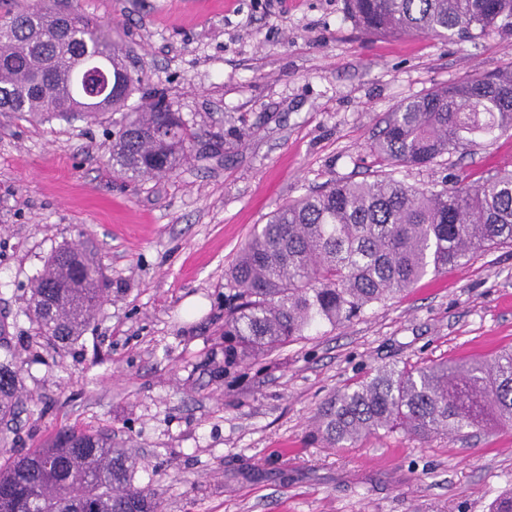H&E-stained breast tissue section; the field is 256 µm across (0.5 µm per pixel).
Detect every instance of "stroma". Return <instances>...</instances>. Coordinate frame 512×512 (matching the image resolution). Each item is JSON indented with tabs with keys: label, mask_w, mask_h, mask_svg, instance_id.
Here are the masks:
<instances>
[{
	"label": "stroma",
	"mask_w": 512,
	"mask_h": 512,
	"mask_svg": "<svg viewBox=\"0 0 512 512\" xmlns=\"http://www.w3.org/2000/svg\"><path fill=\"white\" fill-rule=\"evenodd\" d=\"M198 133L173 175L130 183L100 122L0 115V360L21 368L0 454L108 430L162 512H490L512 492V429L397 431L338 448L322 406L393 365L512 347V246L493 245L339 328L224 363L225 272L286 201L381 165L376 125L428 90L512 64V34L368 36L345 0H79ZM512 164V131L397 167L441 189ZM93 248L108 298L74 342L38 336L29 285L60 247Z\"/></svg>",
	"instance_id": "1"
}]
</instances>
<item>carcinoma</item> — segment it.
I'll list each match as a JSON object with an SVG mask.
<instances>
[{
    "mask_svg": "<svg viewBox=\"0 0 512 512\" xmlns=\"http://www.w3.org/2000/svg\"><path fill=\"white\" fill-rule=\"evenodd\" d=\"M365 32L379 35L512 33V0H346ZM133 76L112 28L76 0L0 5V113L29 121H95L124 112L109 163L129 181L167 176L197 133L159 98L131 106ZM512 130V67L402 103L374 135L385 166H419L464 154ZM512 244V170L482 184L436 191L390 173L331 181L279 207L241 245L227 272L224 318L230 358L272 350L318 327H340L427 275L460 266L491 245ZM99 264L72 247L46 261L31 288L33 321L48 341L71 342L103 295ZM20 370L0 363V420L18 413ZM512 428V349L490 359L388 366L336 394L317 434L338 447L404 431ZM135 462L106 430H62L0 464V512H159L132 487Z\"/></svg>",
    "mask_w": 512,
    "mask_h": 512,
    "instance_id": "cac0c4a2",
    "label": "carcinoma"
}]
</instances>
